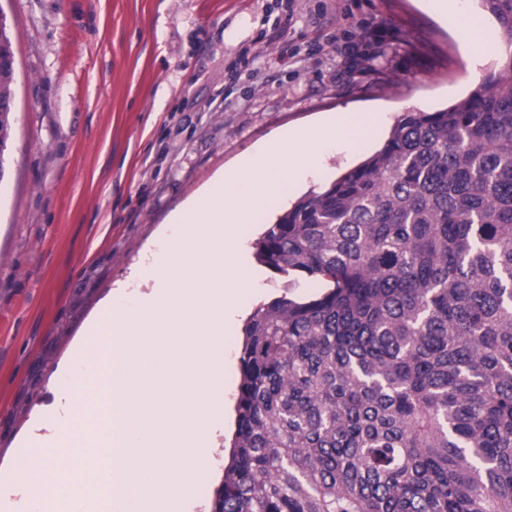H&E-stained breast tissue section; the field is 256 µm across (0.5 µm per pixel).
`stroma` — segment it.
<instances>
[{
	"label": "stroma",
	"mask_w": 512,
	"mask_h": 512,
	"mask_svg": "<svg viewBox=\"0 0 512 512\" xmlns=\"http://www.w3.org/2000/svg\"><path fill=\"white\" fill-rule=\"evenodd\" d=\"M491 45L480 64L433 0H0L15 55V116L0 163V478L19 438L68 419L74 356L113 289L149 291L170 217L276 134L345 110L365 134L323 147L284 195L244 212L240 257L253 286L224 330L226 406L240 383L253 309L321 283L260 264L253 243L277 214L375 151L402 112L466 98L507 45L479 0ZM58 298L43 309L42 291ZM235 430L227 425L184 512H211Z\"/></svg>",
	"instance_id": "1"
}]
</instances>
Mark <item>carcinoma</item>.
<instances>
[{
    "label": "carcinoma",
    "mask_w": 512,
    "mask_h": 512,
    "mask_svg": "<svg viewBox=\"0 0 512 512\" xmlns=\"http://www.w3.org/2000/svg\"><path fill=\"white\" fill-rule=\"evenodd\" d=\"M254 249L326 290L249 316L212 512H512V54Z\"/></svg>",
    "instance_id": "1"
}]
</instances>
